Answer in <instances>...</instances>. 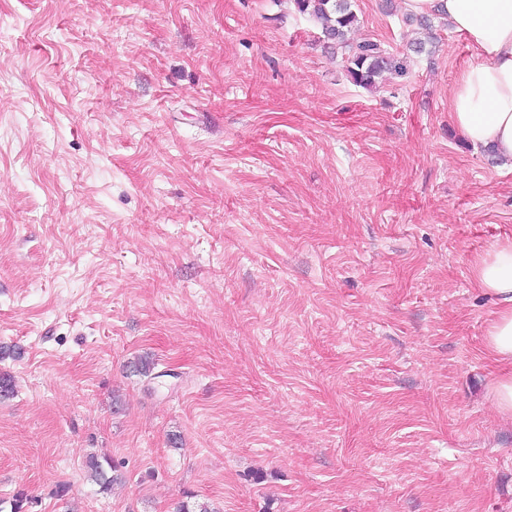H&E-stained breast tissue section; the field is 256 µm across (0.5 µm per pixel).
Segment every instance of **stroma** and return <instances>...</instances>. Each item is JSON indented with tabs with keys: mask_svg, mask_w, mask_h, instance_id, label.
I'll return each mask as SVG.
<instances>
[{
	"mask_svg": "<svg viewBox=\"0 0 512 512\" xmlns=\"http://www.w3.org/2000/svg\"><path fill=\"white\" fill-rule=\"evenodd\" d=\"M393 2L355 38L405 51ZM470 59L367 90L290 0H0V512H512ZM108 469L104 464L94 455L90 456L87 461V468L89 478L96 483L102 491H108L117 482H122L123 475L118 473L119 470L114 464L107 462Z\"/></svg>",
	"mask_w": 512,
	"mask_h": 512,
	"instance_id": "obj_1",
	"label": "stroma"
}]
</instances>
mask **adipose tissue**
<instances>
[{
	"label": "adipose tissue",
	"instance_id": "adipose-tissue-1",
	"mask_svg": "<svg viewBox=\"0 0 512 512\" xmlns=\"http://www.w3.org/2000/svg\"><path fill=\"white\" fill-rule=\"evenodd\" d=\"M408 12L435 14L466 40L473 57L448 98L454 127L474 149L512 167V0H404ZM471 281L496 302L484 349L497 369L488 390L495 413L512 423V237L476 255Z\"/></svg>",
	"mask_w": 512,
	"mask_h": 512
}]
</instances>
